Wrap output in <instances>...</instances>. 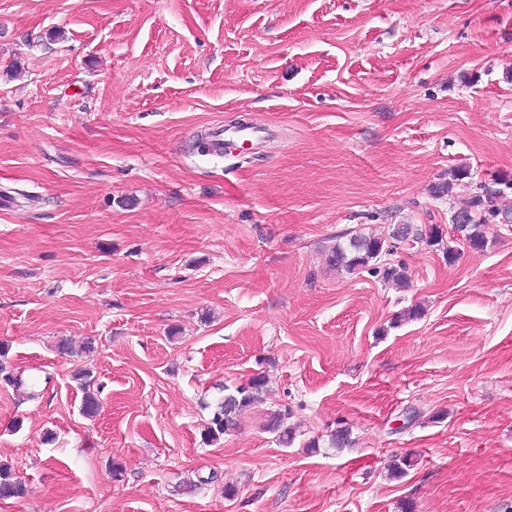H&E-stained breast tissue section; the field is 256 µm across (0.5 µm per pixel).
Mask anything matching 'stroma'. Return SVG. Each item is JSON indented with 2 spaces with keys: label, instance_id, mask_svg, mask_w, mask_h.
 Listing matches in <instances>:
<instances>
[{
  "label": "stroma",
  "instance_id": "35a3bbf8",
  "mask_svg": "<svg viewBox=\"0 0 512 512\" xmlns=\"http://www.w3.org/2000/svg\"><path fill=\"white\" fill-rule=\"evenodd\" d=\"M504 174L512 0H0V512H512V224L451 223ZM391 224L407 287L327 266ZM76 379L80 380V386L83 390V398L81 403V411L88 417H96L101 408V402L96 393L91 392V380L90 372H79L76 374ZM266 386L265 376L256 374L251 376L245 384H241L233 391L222 387L224 396L215 404L212 416L203 434L207 443L218 442L224 434L237 425V417L258 400Z\"/></svg>",
  "mask_w": 512,
  "mask_h": 512
}]
</instances>
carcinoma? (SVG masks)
<instances>
[{
	"label": "carcinoma",
	"instance_id": "cac0c4a2",
	"mask_svg": "<svg viewBox=\"0 0 512 512\" xmlns=\"http://www.w3.org/2000/svg\"><path fill=\"white\" fill-rule=\"evenodd\" d=\"M468 177L464 168L451 170L450 179L438 184L434 193L443 196L451 193L454 183ZM499 187L485 186L481 192L472 197L468 205L457 210L452 221L458 217L466 216L465 223L455 227L461 233L462 240L473 250H482L487 245L484 224L493 221L497 224H512V178L498 181ZM414 231L423 237L416 242L415 247L436 246L442 242V230L437 225L428 230L417 224H391L385 235L356 234L349 239L337 242L326 255V263L336 269L347 272L366 271L379 278L386 284L400 285L408 279L406 266L380 262V258L392 252V241L396 240L403 231ZM83 390L81 411L88 417L98 415L101 402L96 393L91 391V375L88 372L76 374ZM266 386L265 376L256 374L246 383L224 394L215 404L212 416L204 432V440L214 443L224 437V434L237 425V417L258 400ZM25 494V487L14 479L10 468L0 464V499L6 500L21 497Z\"/></svg>",
	"mask_w": 512,
	"mask_h": 512
}]
</instances>
